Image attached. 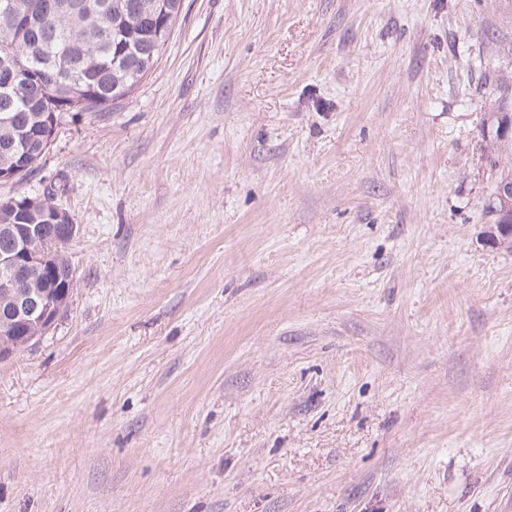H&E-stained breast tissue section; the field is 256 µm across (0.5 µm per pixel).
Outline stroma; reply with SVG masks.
I'll return each mask as SVG.
<instances>
[{
	"instance_id": "obj_1",
	"label": "stroma",
	"mask_w": 512,
	"mask_h": 512,
	"mask_svg": "<svg viewBox=\"0 0 512 512\" xmlns=\"http://www.w3.org/2000/svg\"><path fill=\"white\" fill-rule=\"evenodd\" d=\"M512 0H183L0 199L77 226L0 362V512H512ZM508 113L512 114L511 97L510 101L507 97L501 100L496 112L488 113L486 115L487 117H484L481 121V135L483 140L489 143L488 148H490V152L497 153V155L502 152H512V139L507 138L502 140L498 136L499 127ZM507 182L512 185V169L501 170L497 177L494 199L491 207V213L496 215L499 207V200L496 197L497 184ZM510 185L500 187V199L502 202V211L499 214V224L494 225V231L490 232V238L497 246L512 250V187Z\"/></svg>"
}]
</instances>
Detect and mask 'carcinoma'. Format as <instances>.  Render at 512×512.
Here are the masks:
<instances>
[{
  "label": "carcinoma",
  "mask_w": 512,
  "mask_h": 512,
  "mask_svg": "<svg viewBox=\"0 0 512 512\" xmlns=\"http://www.w3.org/2000/svg\"><path fill=\"white\" fill-rule=\"evenodd\" d=\"M24 13L16 23L0 18V62L27 53L30 69L22 72L21 94L0 101L12 116L0 123V168L31 171L47 151L42 145L51 115L97 112L133 91L158 59L155 35H171L181 0H65L70 9L48 10V0H16ZM512 102L505 98L481 121V135L494 153L512 152V139L498 136ZM23 198L0 205V224H19L25 217ZM69 264L57 279L41 275L37 284L61 288Z\"/></svg>",
  "instance_id": "cac0c4a2"
}]
</instances>
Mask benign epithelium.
<instances>
[{
  "label": "benign epithelium",
  "mask_w": 512,
  "mask_h": 512,
  "mask_svg": "<svg viewBox=\"0 0 512 512\" xmlns=\"http://www.w3.org/2000/svg\"><path fill=\"white\" fill-rule=\"evenodd\" d=\"M502 211L499 223L490 233L493 243L512 250V187H500ZM55 216L60 223L53 225L58 232L54 238L45 235L40 224L0 225V309H5L9 337L0 339V361L28 347L45 335L60 317L69 302L73 288L41 291L30 289L35 273L53 270L55 244L71 242L77 225L70 215L55 205Z\"/></svg>",
  "instance_id": "benign-epithelium-1"
}]
</instances>
